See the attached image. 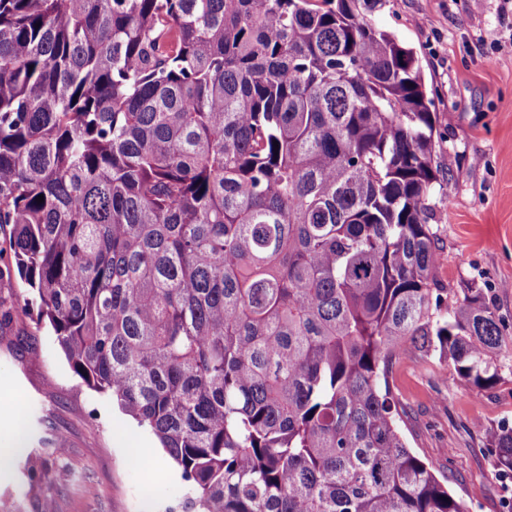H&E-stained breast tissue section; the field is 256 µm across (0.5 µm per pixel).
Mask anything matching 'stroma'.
Returning <instances> with one entry per match:
<instances>
[{
    "mask_svg": "<svg viewBox=\"0 0 512 512\" xmlns=\"http://www.w3.org/2000/svg\"><path fill=\"white\" fill-rule=\"evenodd\" d=\"M374 24L416 51L437 114V278L478 281L508 334L492 389L411 348L390 387L411 448L471 512H501L512 482L485 445L512 423V0H387ZM25 293L0 282V442L20 431L25 448L0 470V512H180L185 483L157 439L74 376ZM136 448L156 455L157 473L132 462Z\"/></svg>",
    "mask_w": 512,
    "mask_h": 512,
    "instance_id": "1",
    "label": "stroma"
}]
</instances>
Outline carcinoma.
Returning <instances> with one entry per match:
<instances>
[{
    "mask_svg": "<svg viewBox=\"0 0 512 512\" xmlns=\"http://www.w3.org/2000/svg\"><path fill=\"white\" fill-rule=\"evenodd\" d=\"M384 2L0 0V278L182 512H469L389 365L488 390L505 327L436 278V115ZM488 448L512 481V426Z\"/></svg>",
    "mask_w": 512,
    "mask_h": 512,
    "instance_id": "cac0c4a2",
    "label": "carcinoma"
}]
</instances>
